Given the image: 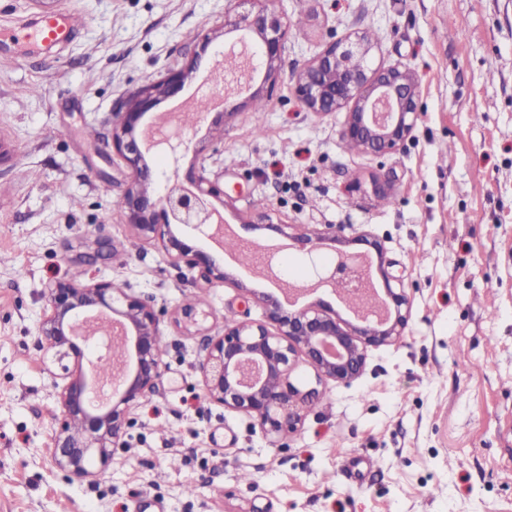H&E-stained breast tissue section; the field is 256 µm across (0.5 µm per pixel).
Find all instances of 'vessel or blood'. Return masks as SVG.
I'll return each mask as SVG.
<instances>
[{"label":"vessel or blood","mask_w":512,"mask_h":512,"mask_svg":"<svg viewBox=\"0 0 512 512\" xmlns=\"http://www.w3.org/2000/svg\"><path fill=\"white\" fill-rule=\"evenodd\" d=\"M78 27L79 21L73 14L42 15L13 27H0V47L50 50L71 41Z\"/></svg>","instance_id":"vessel-or-blood-1"}]
</instances>
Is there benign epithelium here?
Returning a JSON list of instances; mask_svg holds the SVG:
<instances>
[{"label": "benign epithelium", "mask_w": 512, "mask_h": 512, "mask_svg": "<svg viewBox=\"0 0 512 512\" xmlns=\"http://www.w3.org/2000/svg\"><path fill=\"white\" fill-rule=\"evenodd\" d=\"M244 10L224 18V30H244L254 41L258 67L269 87L283 79L282 52L288 24L265 0H236ZM371 50L363 36L335 38L312 61L293 74L294 90L312 112L347 110L342 137L350 147L374 157L397 151L411 136L422 115L420 82L404 66L372 68ZM188 78L184 70L171 71L143 86L128 108L115 113L112 149L130 169V182L119 200L127 223L146 243H158L174 260L201 268L203 280L224 281L226 273L210 257L194 249L174 229H191L223 240V220L210 198L218 194L204 174L185 186L179 179L158 181L146 162L137 133L144 117L159 99L178 95ZM151 130L155 151L175 159L184 146L178 133L158 136ZM295 244L310 252L328 243L345 244L336 232H300ZM262 272L276 278L281 263L275 253L257 244ZM368 270L366 256L340 249L333 268L318 278L353 305L355 322H345L319 304L292 310L276 297L264 299L265 319L224 325V333L208 339L199 369L208 398L227 409L243 412L278 447L279 437L298 422L295 408L321 395L327 380L349 384L363 372L367 351L398 340L405 330L410 302L391 286L385 291L389 309L376 301L363 302V293L347 292L349 277ZM46 313L40 333L64 383L54 384L63 409L60 426L47 449L51 464L69 482L90 481L112 464L114 449L125 446L124 425L131 403L150 391L162 374L159 317L144 299L132 296L110 281L79 284L60 279L45 285ZM133 343L135 372L128 377L119 363ZM109 356L113 372L94 381L82 374V364ZM315 371V385L302 389L291 379L299 361Z\"/></svg>", "instance_id": "1"}]
</instances>
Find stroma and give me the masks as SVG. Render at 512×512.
I'll return each mask as SVG.
<instances>
[{"label": "stroma", "instance_id": "stroma-1", "mask_svg": "<svg viewBox=\"0 0 512 512\" xmlns=\"http://www.w3.org/2000/svg\"><path fill=\"white\" fill-rule=\"evenodd\" d=\"M283 71L330 34L371 39L373 65L404 64L424 109L403 147L378 160L341 138L345 112L307 111L288 83L266 111L251 94L215 132L181 131L179 159L150 152L160 176L205 173L212 203L242 240L266 223L341 231L381 245L411 308L396 342L369 349L363 375L326 382L282 445L211 401L198 369L207 337L259 321L278 295L246 250L184 239L229 279L137 240L118 201L130 180L112 150L114 113L170 70L202 99L215 69L250 37L223 32L232 0H0V27L67 10L85 26L50 51H0V512H512V0H278ZM39 180H32V173ZM112 257L88 265L99 235ZM333 247H291L283 277L313 282ZM54 279L109 280L160 313L163 372L135 401L126 446L93 481L66 482L44 450L59 426L56 369L39 335ZM203 312L186 325L185 307Z\"/></svg>", "mask_w": 512, "mask_h": 512}]
</instances>
